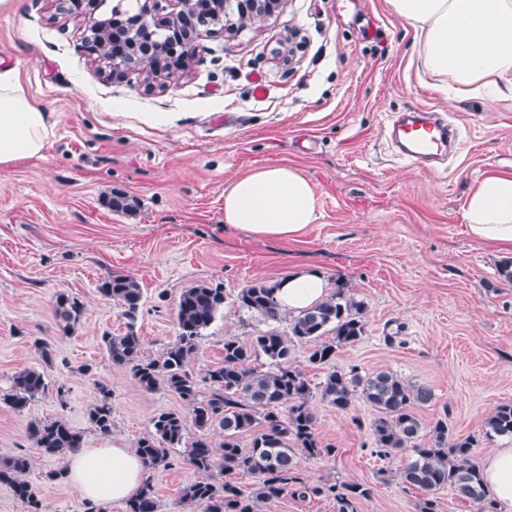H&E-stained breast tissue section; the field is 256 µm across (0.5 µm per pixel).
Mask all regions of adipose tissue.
Here are the masks:
<instances>
[{
  "label": "adipose tissue",
  "instance_id": "adipose-tissue-1",
  "mask_svg": "<svg viewBox=\"0 0 512 512\" xmlns=\"http://www.w3.org/2000/svg\"><path fill=\"white\" fill-rule=\"evenodd\" d=\"M392 10L417 33L422 66L460 94L492 102L512 100V0H389ZM53 133L49 115L28 95L18 74L0 71V166L42 155ZM322 216L310 180L285 165L264 166L224 188V221L256 238L293 240ZM469 234L512 252V176L494 175L467 196ZM326 280L298 271L281 280L282 309L299 312L322 300ZM67 478L94 504L136 497L144 485L139 456L120 442L81 448L65 460ZM484 481L501 512H512V446L481 462Z\"/></svg>",
  "mask_w": 512,
  "mask_h": 512
}]
</instances>
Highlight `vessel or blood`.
Returning a JSON list of instances; mask_svg holds the SVG:
<instances>
[{"mask_svg": "<svg viewBox=\"0 0 512 512\" xmlns=\"http://www.w3.org/2000/svg\"><path fill=\"white\" fill-rule=\"evenodd\" d=\"M459 128L438 112L417 110L395 117L388 139L401 159L429 164L444 159L457 142Z\"/></svg>", "mask_w": 512, "mask_h": 512, "instance_id": "obj_1", "label": "vessel or blood"}]
</instances>
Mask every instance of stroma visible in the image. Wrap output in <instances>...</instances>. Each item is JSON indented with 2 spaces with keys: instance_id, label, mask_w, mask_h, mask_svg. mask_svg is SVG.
I'll return each instance as SVG.
<instances>
[{
  "instance_id": "35a3bbf8",
  "label": "stroma",
  "mask_w": 512,
  "mask_h": 512,
  "mask_svg": "<svg viewBox=\"0 0 512 512\" xmlns=\"http://www.w3.org/2000/svg\"><path fill=\"white\" fill-rule=\"evenodd\" d=\"M80 19L59 18L52 0H22L0 14V69L16 70L54 124L42 157L0 167V391L26 367H40L36 340L55 361L51 392L18 414L0 404V461L27 455V480L42 512H86L63 459L36 448L30 422L65 416L85 444L104 438L87 420L95 384L112 391V438L126 447L153 430L160 412H184L174 394L140 388L112 365L103 331L125 318L99 284L115 273L138 278L145 294L137 326L156 355L176 336L182 288L223 284L227 295L255 280L275 284L298 267L324 275L330 293L365 307L366 334L338 350L336 368L387 369L432 388L425 421L447 417L450 435L480 437L477 458L501 447L482 440L484 422L512 403V261L474 239L463 219L470 190L512 175V103L452 96L421 67L416 39L388 0H285L264 24L235 34H201L197 56L176 85L146 89L141 75L108 80L76 48ZM262 80L265 98L253 95ZM446 113L462 128L446 160L419 166L396 156L386 128L400 112ZM269 164L295 168L314 185L322 217L293 242L258 239L224 223V187ZM133 200L116 213L114 193ZM85 307L62 335L56 292ZM279 321L225 305L200 337L189 367L221 364L224 339L287 331ZM89 364L92 377L77 368ZM65 385L66 404L55 386ZM329 458L297 454L310 484H365L358 512H417L420 491L396 472L404 452L383 457L372 444L376 413L363 402L339 411L313 396ZM169 467L147 470L159 512H184L185 485L198 480L184 449Z\"/></svg>"
}]
</instances>
